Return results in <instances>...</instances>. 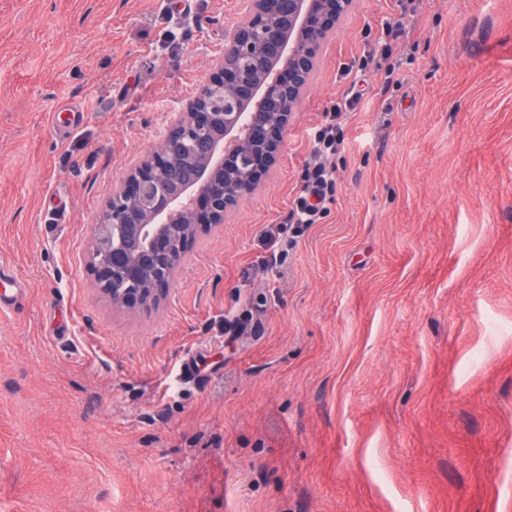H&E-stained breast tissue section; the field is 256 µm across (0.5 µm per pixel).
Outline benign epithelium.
Instances as JSON below:
<instances>
[{
  "label": "benign epithelium",
  "instance_id": "obj_1",
  "mask_svg": "<svg viewBox=\"0 0 512 512\" xmlns=\"http://www.w3.org/2000/svg\"><path fill=\"white\" fill-rule=\"evenodd\" d=\"M353 0H242L224 56L174 117L160 149L112 185L87 268L112 305L166 298L188 243L224 223L269 172L283 134Z\"/></svg>",
  "mask_w": 512,
  "mask_h": 512
}]
</instances>
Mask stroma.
I'll return each mask as SVG.
<instances>
[{
    "mask_svg": "<svg viewBox=\"0 0 512 512\" xmlns=\"http://www.w3.org/2000/svg\"><path fill=\"white\" fill-rule=\"evenodd\" d=\"M238 4L0 0V256L27 282L0 313V512H512V0H354L167 299L113 306L87 270ZM326 116H329L326 124L312 135L311 153L315 163L306 171L303 190L289 210L286 224H315L320 213L318 205L335 189L336 168L328 158L344 148L342 128L340 122H336L342 117V109L339 106L333 108Z\"/></svg>",
    "mask_w": 512,
    "mask_h": 512,
    "instance_id": "35a3bbf8",
    "label": "stroma"
}]
</instances>
